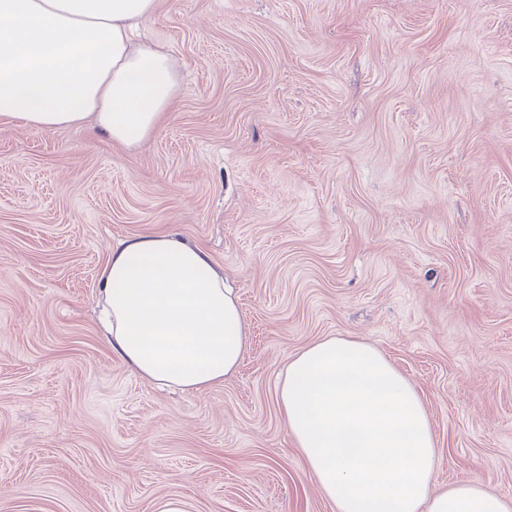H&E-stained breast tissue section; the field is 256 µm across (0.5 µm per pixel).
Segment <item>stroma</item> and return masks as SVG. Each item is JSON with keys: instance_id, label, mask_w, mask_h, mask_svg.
I'll list each match as a JSON object with an SVG mask.
<instances>
[{"instance_id": "35a3bbf8", "label": "stroma", "mask_w": 512, "mask_h": 512, "mask_svg": "<svg viewBox=\"0 0 512 512\" xmlns=\"http://www.w3.org/2000/svg\"><path fill=\"white\" fill-rule=\"evenodd\" d=\"M179 92L128 150L0 123V512H336L282 421L288 360L375 345L416 386L437 489L512 497V0H160ZM174 232L248 347L195 393L112 353V245Z\"/></svg>"}]
</instances>
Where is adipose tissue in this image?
<instances>
[{"label":"adipose tissue","instance_id":"obj_1","mask_svg":"<svg viewBox=\"0 0 512 512\" xmlns=\"http://www.w3.org/2000/svg\"><path fill=\"white\" fill-rule=\"evenodd\" d=\"M158 0H0V121L52 131L92 123L135 147L164 122L178 75L163 49L134 43ZM103 336L157 386L223 381L247 349L238 299L200 246L173 234L112 247L99 277ZM278 404L336 512H512L474 477L434 488L441 451L411 381L374 345L329 336L294 355Z\"/></svg>","mask_w":512,"mask_h":512}]
</instances>
